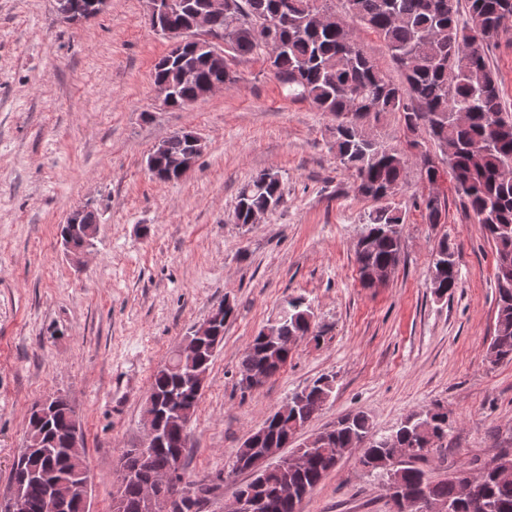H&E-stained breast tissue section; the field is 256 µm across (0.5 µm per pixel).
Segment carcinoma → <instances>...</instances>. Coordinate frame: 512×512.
I'll return each mask as SVG.
<instances>
[{
    "instance_id": "1",
    "label": "carcinoma",
    "mask_w": 512,
    "mask_h": 512,
    "mask_svg": "<svg viewBox=\"0 0 512 512\" xmlns=\"http://www.w3.org/2000/svg\"><path fill=\"white\" fill-rule=\"evenodd\" d=\"M465 2L468 18L458 20L460 2ZM87 0H55L58 14L81 16ZM179 14L160 21L159 28H188L193 10L205 0H187ZM283 0H225L224 14L212 20L214 35L224 41V68L214 66L209 51L198 50L192 43L178 52L171 50L158 60L153 72L156 85L178 88L170 107L183 109L195 103L197 89L203 84L221 80L235 81L231 62L264 51L268 43L262 29L274 33L282 50L267 54V62L276 79L293 99L310 101L319 111L336 117L333 148L341 166L353 177L356 192L378 203L369 213L363 234L374 243L356 251L358 272L367 268L398 265L404 223L390 198L403 183L407 158L386 147L371 136L366 120L381 112H400L406 127L427 131L440 154L448 160L449 174L458 195L472 211L477 223L496 246L494 278L497 310L494 334L488 353L494 361H512V179L503 177L512 170V132L497 126L498 117L506 114L501 88L487 62L485 49L498 38L512 18V0H454L448 12L444 0H346L345 15L336 17V25L321 26L314 15L331 10L333 0H292L288 12L281 11ZM358 21L374 30L384 41L392 62L401 71L404 83L398 85L363 52L353 36L348 21ZM196 71V82L187 85L181 74L185 67ZM417 149L416 164L421 179L428 184L440 181L435 155L413 142ZM189 149V133L173 134L166 152L155 156L148 166L152 177L160 182L178 180L172 169L174 157ZM283 201L282 179L273 170L263 171L244 184L237 196L234 219L249 224L255 211L275 210ZM447 203L440 191L425 201L424 218L429 224H442ZM81 223L60 225V237L78 251L86 232L99 224L100 215L90 205L79 207ZM432 261L445 265V277L431 285L439 299L459 286L458 253L443 238L433 247ZM231 306H218L211 313L217 332L197 340L195 356L180 364L169 358L172 366L161 365L152 375L151 398L166 406L175 396L181 405L198 408L201 393L185 381L191 370L209 373L215 353L213 348L224 340V323L233 315ZM279 318L277 336L253 337L239 365L240 380L258 370L272 378L279 374L290 356L289 335H310L319 340L320 331L311 307L301 297L285 300ZM334 390V377L322 376L312 384L295 391L288 398V408H278L253 432L244 444L262 447L279 446L294 437L323 409ZM50 418L41 422L35 409L30 410L27 433L39 443L26 462L32 472L22 486L26 512H43L49 485L70 492L87 493L90 483L86 463L67 455L70 432L81 427L71 403L62 394L49 396ZM168 433L165 442L152 450L155 470L171 466L174 451L184 452L182 425L166 414ZM448 409L436 406L432 416L414 412L397 428L385 435L373 431L370 417L362 411L346 414L334 425L310 439L305 447H297L302 462L288 471V478L298 490L312 492L330 469L337 465L336 449L359 448L362 457L371 460L366 472L390 483V476L379 463L396 445L410 454V460L399 468L397 481L408 493L421 499L450 502L457 512H512V480L488 479L480 493L483 508L459 496L456 474L467 471L460 465L442 479L430 478L417 463L429 449L439 451L440 442L448 436ZM282 473L268 465L253 470V477L239 487L259 505L257 512H298L291 497L278 494Z\"/></svg>"
}]
</instances>
